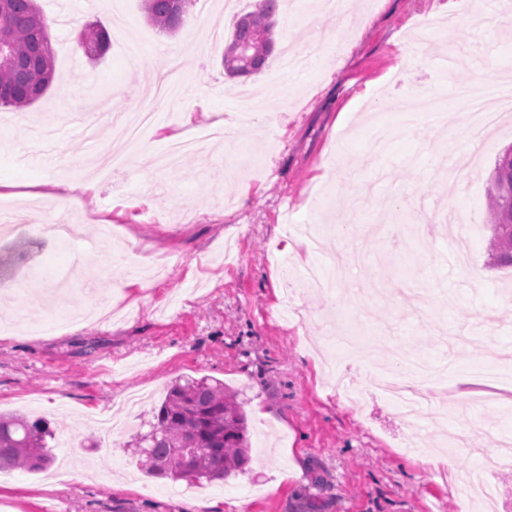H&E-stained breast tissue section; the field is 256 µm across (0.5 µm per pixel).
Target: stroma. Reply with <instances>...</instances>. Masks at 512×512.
<instances>
[{"label":"stroma","instance_id":"obj_1","mask_svg":"<svg viewBox=\"0 0 512 512\" xmlns=\"http://www.w3.org/2000/svg\"><path fill=\"white\" fill-rule=\"evenodd\" d=\"M308 38L275 29L280 48L306 52L335 32L341 52L313 62L262 107L263 128L235 123L237 89L270 82L273 54L257 75L229 80L221 57L235 17L224 0H193L184 27L160 31L143 0H37L50 27L57 84L23 112L0 107L1 208L14 230L0 237V413L49 421L54 468L8 471L0 512H479L427 454L469 465L490 439L512 445V399L476 409L462 379L495 362L512 375V268L491 257L486 222L495 162L512 147V112L471 147V117L447 112L405 124L396 100L413 91L448 99L454 82L512 71V0L472 18L468 0H357L337 26L319 0ZM424 56L404 71L401 47L433 18ZM99 23L112 42L90 62L79 31ZM142 45L139 58L125 46ZM178 52L182 90L156 100L150 58ZM453 56L458 71L438 61ZM146 111L154 122L112 179L95 156L111 144L112 115ZM231 144L185 154L176 172L151 159L170 140L214 123ZM93 183L85 206L58 210L67 187ZM54 220L75 242L34 236ZM294 224H329L360 259L329 293L310 291L308 251ZM350 311L376 346L337 362L336 324ZM406 350L447 363V410L413 441L399 409L369 395L352 407L328 380L340 364L351 384L397 371ZM223 381L248 417L245 472L208 482L194 498L142 473L133 448L154 407L180 378Z\"/></svg>","mask_w":512,"mask_h":512}]
</instances>
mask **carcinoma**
Returning a JSON list of instances; mask_svg holds the SVG:
<instances>
[{
  "label": "carcinoma",
  "mask_w": 512,
  "mask_h": 512,
  "mask_svg": "<svg viewBox=\"0 0 512 512\" xmlns=\"http://www.w3.org/2000/svg\"><path fill=\"white\" fill-rule=\"evenodd\" d=\"M147 19L158 29L176 32L186 12L172 0H143ZM278 0H263L236 22L224 47V72L231 78L260 73L275 49L272 37ZM8 45L0 57V106L23 110L50 88L55 73L48 23L35 0H0V41ZM109 35L102 27L80 31L77 46L85 55H102ZM487 223L494 237L497 264L512 266V223H503L509 203L512 170L496 164ZM53 430L43 419L0 416V471L46 469L53 461L46 438ZM139 468L152 477L195 482L222 480L241 472L250 461L247 419L241 406L224 390V383L203 377L170 387L156 409L150 430L138 436Z\"/></svg>",
  "instance_id": "obj_1"
}]
</instances>
